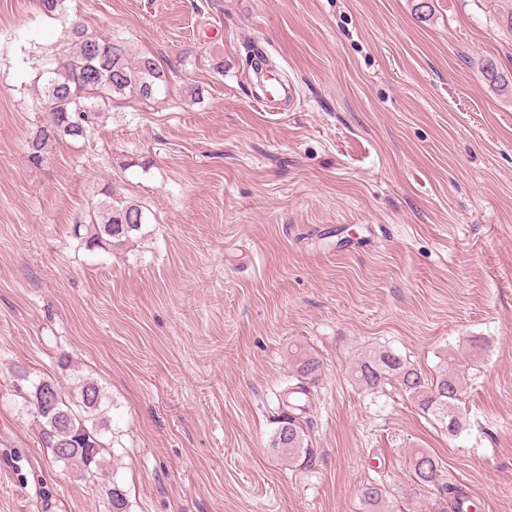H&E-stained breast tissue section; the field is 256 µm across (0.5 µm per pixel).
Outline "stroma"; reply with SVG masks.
I'll return each mask as SVG.
<instances>
[{
	"label": "stroma",
	"instance_id": "stroma-1",
	"mask_svg": "<svg viewBox=\"0 0 512 512\" xmlns=\"http://www.w3.org/2000/svg\"><path fill=\"white\" fill-rule=\"evenodd\" d=\"M418 2L0 0V512L111 510L53 459L25 378L102 386L128 512H367L370 484L389 512H452L417 448L512 512V0ZM74 20L168 90L116 98L36 169L40 73ZM261 58L297 107L262 110ZM109 183L147 220L106 253L74 227ZM474 337L455 437L350 375L375 349L432 373ZM295 345L322 371L289 461L270 441ZM410 465L415 482L426 486H437L443 493H448V485L441 482L439 464L430 453L422 449L414 450L410 457Z\"/></svg>",
	"mask_w": 512,
	"mask_h": 512
}]
</instances>
